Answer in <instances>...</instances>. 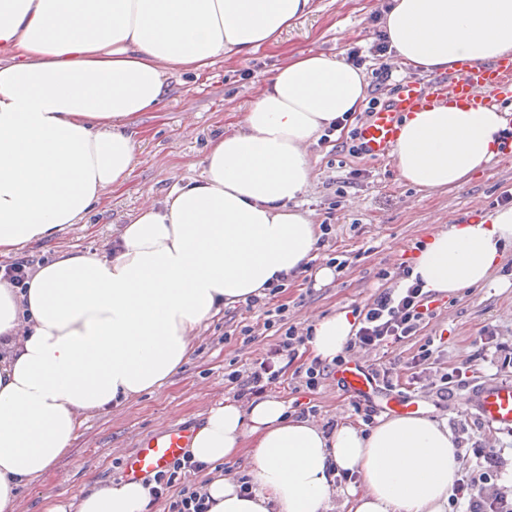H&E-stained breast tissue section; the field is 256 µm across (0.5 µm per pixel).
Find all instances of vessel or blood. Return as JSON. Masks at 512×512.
Returning <instances> with one entry per match:
<instances>
[{
    "label": "vessel or blood",
    "instance_id": "1",
    "mask_svg": "<svg viewBox=\"0 0 512 512\" xmlns=\"http://www.w3.org/2000/svg\"><path fill=\"white\" fill-rule=\"evenodd\" d=\"M512 94V57L464 67L460 73L437 78L430 91L407 84L390 106L373 112L360 127V139L367 156L388 157L400 135L404 118L423 108L455 98L477 108L501 105ZM342 394L371 399L378 392L369 367L352 360L337 378ZM481 421L495 430L512 431V381L487 384L467 395ZM194 430L176 424L163 432L144 437L125 461L123 476L130 480L148 477L165 468L192 444Z\"/></svg>",
    "mask_w": 512,
    "mask_h": 512
}]
</instances>
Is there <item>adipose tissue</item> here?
I'll return each mask as SVG.
<instances>
[{"label":"adipose tissue","mask_w":512,"mask_h":512,"mask_svg":"<svg viewBox=\"0 0 512 512\" xmlns=\"http://www.w3.org/2000/svg\"><path fill=\"white\" fill-rule=\"evenodd\" d=\"M312 0H0V255L79 223L125 182L136 139L126 122L155 109L171 67L275 44ZM384 28L402 62L423 72L512 56V0H392ZM360 71L337 54L300 53L240 125L215 140L202 177L141 208L108 253L62 252L26 292L0 282V512L70 447L81 416L159 388L222 305L302 270L316 226L297 200L317 134L356 112ZM504 116L448 101L407 120L392 155L401 179L439 190L497 154ZM512 245V207L436 230L412 266L453 295L488 282ZM354 319L316 322L309 341L331 361ZM252 496L215 476L212 512H329V465L357 472L349 512H448L460 460L444 422L381 420L324 434L272 397L210 408L191 454L218 467L246 435ZM140 481L96 486L47 512H146Z\"/></svg>","instance_id":"ef3b65f1"}]
</instances>
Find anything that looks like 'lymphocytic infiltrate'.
<instances>
[{
	"label": "lymphocytic infiltrate",
	"instance_id": "1",
	"mask_svg": "<svg viewBox=\"0 0 512 512\" xmlns=\"http://www.w3.org/2000/svg\"><path fill=\"white\" fill-rule=\"evenodd\" d=\"M376 277L381 286L373 298L359 306L355 331L346 345L347 353L404 343L434 315L431 308L434 295L425 289L421 279L412 278L409 265L392 270L379 268ZM287 288V280L277 281L265 288L263 295L246 302V311L265 314L268 325L276 329L277 341L247 367L225 373L224 379L237 398L248 400L266 394L288 377L312 393L333 368L345 362L344 356L330 364L307 358L309 332L290 323L287 307L276 302ZM443 345V339H427L413 356L411 365L416 369L414 384L429 386L439 399L445 400L469 387L476 367L467 361L456 371L433 373L432 366ZM464 455L471 458L472 464L460 470L455 498L466 503L465 512H512V494L500 492L495 486L502 468L500 449L468 448ZM203 469V464L193 460L190 454H182L166 469L149 477L153 500L165 501L167 512H210L212 499L202 484L191 480L192 475Z\"/></svg>",
	"mask_w": 512,
	"mask_h": 512
}]
</instances>
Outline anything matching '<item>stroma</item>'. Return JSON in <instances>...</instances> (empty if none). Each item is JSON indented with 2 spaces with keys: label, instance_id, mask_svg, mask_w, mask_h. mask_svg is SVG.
I'll use <instances>...</instances> for the list:
<instances>
[{
  "label": "stroma",
  "instance_id": "obj_1",
  "mask_svg": "<svg viewBox=\"0 0 512 512\" xmlns=\"http://www.w3.org/2000/svg\"><path fill=\"white\" fill-rule=\"evenodd\" d=\"M389 3L314 0L312 11L282 33L277 44L244 57L217 59L199 71H170L163 102L129 121L137 145L125 183L106 193L93 212L57 236L1 255L0 266L21 258L38 263L63 250L106 253L140 208L161 203L174 187L201 177L209 143L238 124L290 57L369 46L383 27L381 17ZM308 157L312 178L298 205L315 224L334 226L329 243L315 254V265L325 266L336 253L350 257L351 264L330 281L315 283L309 292H301L294 284L281 294L279 301L287 305L290 321L302 327L363 305L380 286L375 277L378 268L398 267L402 253L426 241L437 225L456 224L501 208L504 191L512 190V159L500 156L459 185L436 192L402 180L393 159L356 157L321 138L309 145ZM357 169L362 175L356 183L341 188V181ZM264 322L262 313L222 307L201 327L188 360L162 386L121 407L84 418L71 447L45 475L22 488L15 512H46L55 500L79 496L94 485L120 484L125 460L141 439L174 424L202 426L209 407L234 395L224 381L225 372L242 368L275 343ZM239 324L251 328V342L235 334ZM487 328L494 332V345L481 351L476 342ZM439 332L446 343L435 364L437 370L455 368L472 358L480 366L477 385L502 381L500 351L512 349V247L485 286L445 297L437 317L424 330L428 336ZM272 395L289 405H316L313 422L318 426L352 419L332 377L313 394L284 384ZM411 397L422 415L447 422L453 436L481 448L502 449L508 467L499 483L512 486V432L482 425L463 396L443 401L418 388Z\"/></svg>",
  "mask_w": 512,
  "mask_h": 512
}]
</instances>
